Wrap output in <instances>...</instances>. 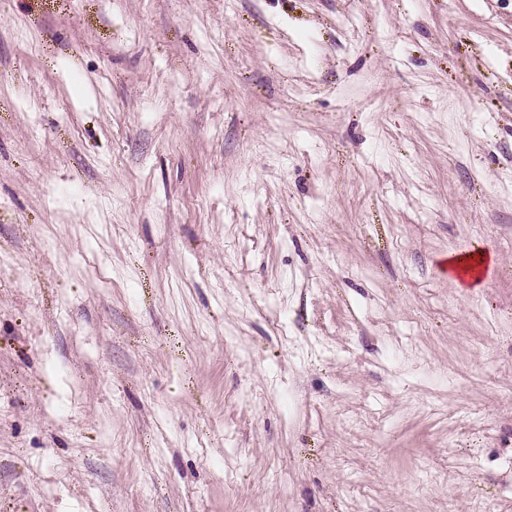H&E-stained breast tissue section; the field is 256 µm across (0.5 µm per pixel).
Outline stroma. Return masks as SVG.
<instances>
[{"label":"stroma","mask_w":512,"mask_h":512,"mask_svg":"<svg viewBox=\"0 0 512 512\" xmlns=\"http://www.w3.org/2000/svg\"><path fill=\"white\" fill-rule=\"evenodd\" d=\"M0 512H512V0H0Z\"/></svg>","instance_id":"obj_1"}]
</instances>
